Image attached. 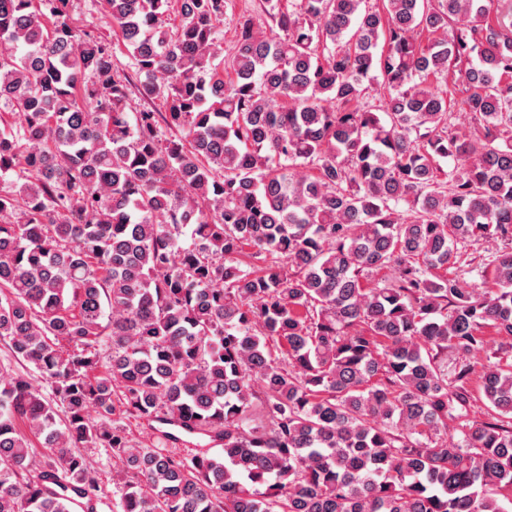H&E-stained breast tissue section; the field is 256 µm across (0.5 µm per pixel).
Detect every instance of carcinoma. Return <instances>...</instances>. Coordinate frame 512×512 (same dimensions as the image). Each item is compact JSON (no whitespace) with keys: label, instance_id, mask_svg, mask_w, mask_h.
<instances>
[{"label":"carcinoma","instance_id":"carcinoma-1","mask_svg":"<svg viewBox=\"0 0 512 512\" xmlns=\"http://www.w3.org/2000/svg\"><path fill=\"white\" fill-rule=\"evenodd\" d=\"M69 2L0 0V341L65 413L0 376V512H98L90 446L123 512H508L512 362L486 356L493 413L468 409L512 336V251L482 294L453 268L512 238V22L261 0L226 54V0L173 26L169 0H105L134 86ZM133 86L165 111L127 112ZM118 403L223 454L137 448ZM462 94L457 91L455 94L456 104L452 107V112L448 124V133H457L473 130L477 126L474 116L470 112H466L457 103L460 101ZM476 362H475V370L472 374L471 378V384L473 389H477L479 384V375L481 373V364L486 363V353L480 352L476 356ZM476 400L472 403L471 407L469 408L468 414L469 418L474 421H485L488 419L489 414L491 413L487 407L484 405L483 401L479 398V393L477 390L475 391ZM91 466L99 473V477L104 481L103 504L99 505V512H121L120 510V488L112 484V469L116 459L108 448H82Z\"/></svg>","mask_w":512,"mask_h":512}]
</instances>
